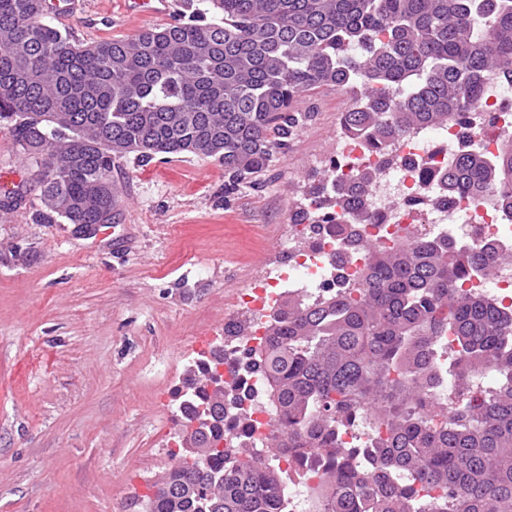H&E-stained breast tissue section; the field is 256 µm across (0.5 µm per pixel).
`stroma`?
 <instances>
[{
	"mask_svg": "<svg viewBox=\"0 0 512 512\" xmlns=\"http://www.w3.org/2000/svg\"><path fill=\"white\" fill-rule=\"evenodd\" d=\"M52 23L73 43L126 38L157 18L82 0ZM349 94L324 86L255 185L193 154L115 158L108 232L40 221L32 170L0 124V512H144L171 465L177 389L242 288L287 240L289 214L334 153Z\"/></svg>",
	"mask_w": 512,
	"mask_h": 512,
	"instance_id": "obj_1",
	"label": "stroma"
}]
</instances>
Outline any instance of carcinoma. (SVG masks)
I'll return each mask as SVG.
<instances>
[{
	"label": "carcinoma",
	"mask_w": 512,
	"mask_h": 512,
	"mask_svg": "<svg viewBox=\"0 0 512 512\" xmlns=\"http://www.w3.org/2000/svg\"><path fill=\"white\" fill-rule=\"evenodd\" d=\"M194 20L80 46L45 22L46 0H0V122L35 168L44 219L110 224L118 203L114 158L148 162L190 153L224 163L236 187L287 145L304 115L297 99L321 86L355 93L346 134L380 150L415 128L444 125L482 105L483 78L512 81V0H203ZM220 21L207 22L209 12ZM376 175L334 186L335 203L367 221ZM446 197L468 195L512 215V134L497 155L465 151L438 174ZM367 265L359 295L310 304L288 299L249 369L271 382L272 447L336 464L318 512H421L418 482L441 491L430 512H512V308L462 292L499 261L491 245L446 237L394 247L353 238ZM452 334L456 373L490 367L496 388L439 412L436 337ZM217 348L197 363L218 386L180 392V448L147 495L146 512H285L271 462L224 448V383ZM371 420L386 438L361 454L337 435Z\"/></svg>",
	"instance_id": "1"
}]
</instances>
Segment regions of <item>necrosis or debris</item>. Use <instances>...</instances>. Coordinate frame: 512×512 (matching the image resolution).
I'll return each instance as SVG.
<instances>
[{
  "mask_svg": "<svg viewBox=\"0 0 512 512\" xmlns=\"http://www.w3.org/2000/svg\"><path fill=\"white\" fill-rule=\"evenodd\" d=\"M483 86L482 107L464 112L461 122L418 128L391 141L387 154L402 157V164L368 151L355 136L337 137L336 152L326 163L328 180L349 183L365 170L376 172L377 178L367 198L369 223L350 224L348 215L338 209L332 212L333 223L350 224L361 238L387 247L425 235L445 236L462 246L493 244L512 252V224L506 223L499 208L476 204L467 196L442 203L433 184L435 174L447 168L449 158L467 144L461 138L462 129L472 132L470 144L487 155L496 153L502 133L512 129V83L491 73ZM303 208L304 218L288 226L286 260L250 281L238 294L234 310L224 317L225 323L240 328L239 335L224 339L225 385H234L240 352L263 344L273 310L288 296L300 295L315 303L359 284L365 264L362 253L352 248L346 236L332 231L312 237L310 220L322 208L315 197L307 198ZM336 255L342 256V264H333ZM461 289L512 306V262L497 263L493 275L472 277ZM253 388L254 396L243 398L238 406L252 426V438L246 443L228 439L225 447L254 449L268 444L272 436L275 412L264 399L265 384L257 380ZM273 461L288 479V512H316L320 480L330 465L328 455H313L300 463L282 453Z\"/></svg>",
  "mask_w": 512,
  "mask_h": 512,
  "instance_id": "4bbe7bcc",
  "label": "necrosis or debris"
}]
</instances>
